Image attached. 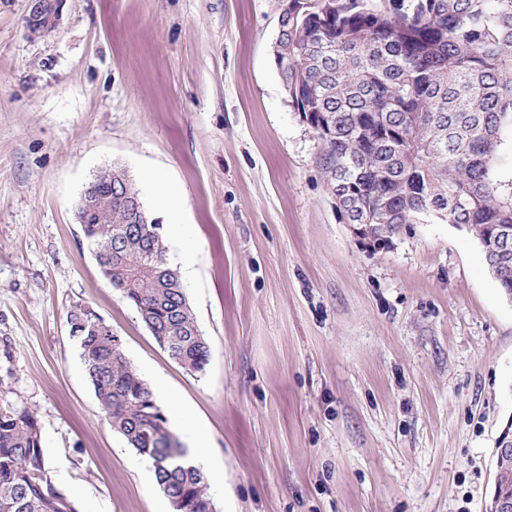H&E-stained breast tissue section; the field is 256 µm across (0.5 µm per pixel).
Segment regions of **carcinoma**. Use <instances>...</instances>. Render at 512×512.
Returning <instances> with one entry per match:
<instances>
[{"label": "carcinoma", "mask_w": 512, "mask_h": 512, "mask_svg": "<svg viewBox=\"0 0 512 512\" xmlns=\"http://www.w3.org/2000/svg\"><path fill=\"white\" fill-rule=\"evenodd\" d=\"M279 38L281 78L313 130L322 169L348 222L391 236L423 217L468 224L503 293H512V190L495 163L512 123V0H305ZM96 191L120 194L82 225L103 275L134 305L168 356L204 370L209 348L169 247L126 171L95 174ZM68 320L105 419L152 461L172 512L214 508L201 469L183 461L153 391L118 337L88 304ZM0 512H78L51 481L40 425L27 409L0 407Z\"/></svg>", "instance_id": "carcinoma-1"}]
</instances>
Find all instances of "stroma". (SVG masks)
I'll return each mask as SVG.
<instances>
[{"mask_svg": "<svg viewBox=\"0 0 512 512\" xmlns=\"http://www.w3.org/2000/svg\"><path fill=\"white\" fill-rule=\"evenodd\" d=\"M0 0V403L37 415L79 512H171L105 420L67 313L91 304L210 436L215 512H486L512 417V300L467 229L385 243L336 206L274 57L280 0H64L29 37ZM124 168L181 193L184 287L210 347L171 360L102 275L76 205Z\"/></svg>", "mask_w": 512, "mask_h": 512, "instance_id": "stroma-1", "label": "stroma"}]
</instances>
